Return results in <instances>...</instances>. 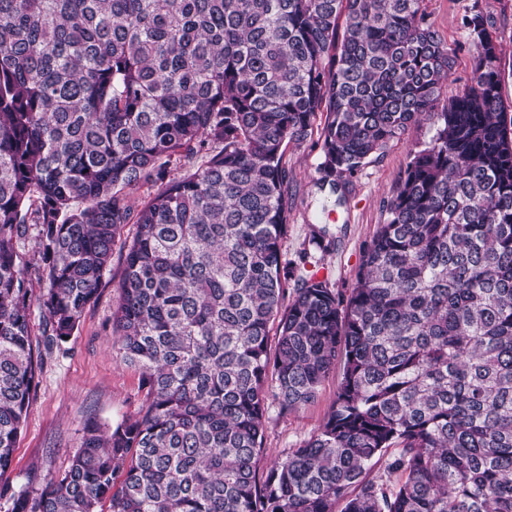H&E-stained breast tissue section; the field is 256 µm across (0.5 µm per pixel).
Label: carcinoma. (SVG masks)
Returning <instances> with one entry per match:
<instances>
[{"label":"carcinoma","instance_id":"obj_1","mask_svg":"<svg viewBox=\"0 0 512 512\" xmlns=\"http://www.w3.org/2000/svg\"><path fill=\"white\" fill-rule=\"evenodd\" d=\"M423 2L0 0V477L35 347L71 339L128 224L112 348L144 391L10 512H512L505 70L467 18L472 84L435 111ZM423 119L350 294L288 261V144L318 136L334 193ZM336 369L319 430L269 456V401Z\"/></svg>","mask_w":512,"mask_h":512}]
</instances>
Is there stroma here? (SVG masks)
<instances>
[{
    "label": "stroma",
    "instance_id": "35a3bbf8",
    "mask_svg": "<svg viewBox=\"0 0 512 512\" xmlns=\"http://www.w3.org/2000/svg\"><path fill=\"white\" fill-rule=\"evenodd\" d=\"M424 7L454 60L444 97H453L471 84L474 49L465 20L474 14L494 19L502 61L512 66V0H425ZM432 134V121L412 125L400 140L391 142L361 171L347 177L346 203L334 207L327 216L321 212L326 195L316 187L319 147L306 142L290 148L288 168L296 181V192L282 241L287 258H296L308 247L312 225L327 226L336 238V246L319 260L318 275L328 279L332 288L350 292L356 284L361 253L377 225L386 218L384 200L396 186L411 150L427 143ZM134 232V225L124 228L98 296L87 308L79 329L60 349L44 358L12 467L0 477V512H8L13 493L38 489L46 476L68 467L85 423L113 426L140 411V374L121 362L112 348V309L124 271L122 243ZM338 382V373H330L314 401L299 410L283 412L278 405L270 406L266 446L271 455L298 447L318 431L336 397Z\"/></svg>",
    "mask_w": 512,
    "mask_h": 512
}]
</instances>
